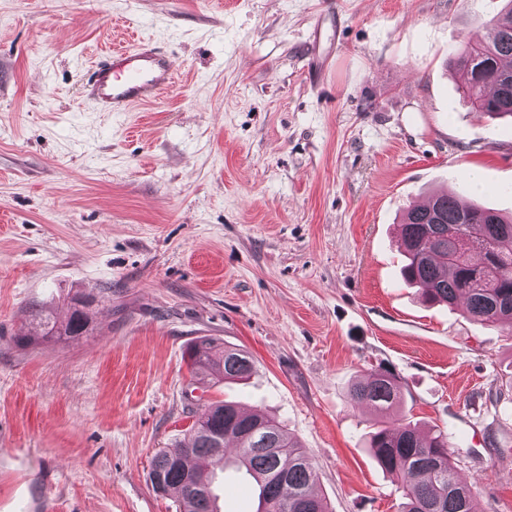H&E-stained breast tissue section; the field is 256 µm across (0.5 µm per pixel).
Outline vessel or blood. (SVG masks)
Segmentation results:
<instances>
[{
  "instance_id": "1",
  "label": "vessel or blood",
  "mask_w": 512,
  "mask_h": 512,
  "mask_svg": "<svg viewBox=\"0 0 512 512\" xmlns=\"http://www.w3.org/2000/svg\"><path fill=\"white\" fill-rule=\"evenodd\" d=\"M174 84L170 54L145 42L113 47L80 76L82 96L100 112H125L150 103Z\"/></svg>"
}]
</instances>
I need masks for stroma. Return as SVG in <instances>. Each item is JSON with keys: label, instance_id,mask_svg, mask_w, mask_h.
Instances as JSON below:
<instances>
[{"label": "stroma", "instance_id": "obj_1", "mask_svg": "<svg viewBox=\"0 0 512 512\" xmlns=\"http://www.w3.org/2000/svg\"><path fill=\"white\" fill-rule=\"evenodd\" d=\"M502 7L0 0V512H179L150 460L217 400L274 414L330 512H400L376 412L349 399L373 370L421 434L447 431L480 512H512V335L426 304L396 234L441 189L512 212V119L448 63ZM131 38L172 52L175 85L96 111L80 74ZM77 298L92 331L31 335ZM203 337L247 351L250 379L197 383ZM215 492L255 512L244 472Z\"/></svg>", "mask_w": 512, "mask_h": 512}]
</instances>
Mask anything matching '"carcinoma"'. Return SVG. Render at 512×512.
Instances as JSON below:
<instances>
[{"mask_svg": "<svg viewBox=\"0 0 512 512\" xmlns=\"http://www.w3.org/2000/svg\"><path fill=\"white\" fill-rule=\"evenodd\" d=\"M487 24L479 41L464 40L452 52L464 93L482 112L512 117V0ZM398 232L406 262L403 279L423 287L430 304H464L470 320L512 330V214L477 206L461 197L435 193L429 205L412 207ZM92 318L69 316L64 334L78 337ZM192 373L244 380L255 369L245 351L200 339L189 349ZM351 399L374 408L382 420L370 435L377 464L401 480V512H478L473 486L458 479L448 434L422 435L401 414L404 391L399 378L373 371L353 383ZM236 443L238 466L258 487L257 512H329L313 489L315 472L301 445L282 425L261 411L242 413L232 403L207 406L179 450H163L151 462L148 479L159 478L165 495H175L181 512H217L212 502L215 473L191 465L195 457L227 464L224 441Z\"/></svg>", "mask_w": 512, "mask_h": 512, "instance_id": "carcinoma-1", "label": "carcinoma"}]
</instances>
